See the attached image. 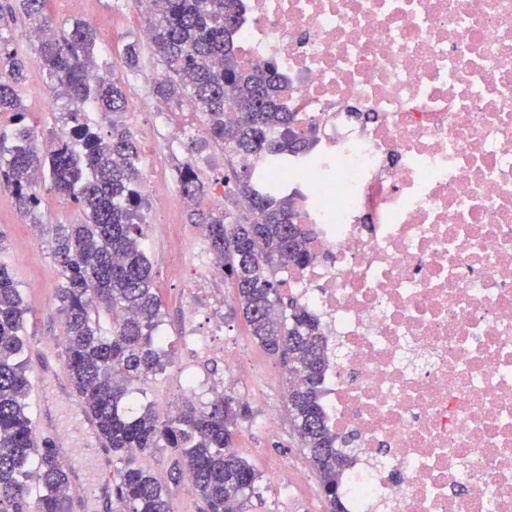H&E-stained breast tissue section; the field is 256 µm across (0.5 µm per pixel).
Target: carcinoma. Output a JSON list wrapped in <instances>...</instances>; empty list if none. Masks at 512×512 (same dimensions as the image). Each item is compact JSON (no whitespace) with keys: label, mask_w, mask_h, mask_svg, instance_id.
Masks as SVG:
<instances>
[{"label":"carcinoma","mask_w":512,"mask_h":512,"mask_svg":"<svg viewBox=\"0 0 512 512\" xmlns=\"http://www.w3.org/2000/svg\"><path fill=\"white\" fill-rule=\"evenodd\" d=\"M46 0H0V116L16 128L0 131V186L31 223H39L42 203L38 181L77 207L78 220L55 233L53 255L63 285V364L69 383L82 399L98 438L112 452L115 512H174L167 490L150 466L159 448L178 456V471L191 476L204 512H253L260 474L232 451L239 421L249 408L226 396L205 407L189 401L176 416L160 417L149 405L126 410L133 385L165 371L169 360L162 337V302L153 286L143 238L142 174L136 142L122 121L125 84L117 77L91 79L97 69V36L87 22L56 30L45 12ZM152 19V48L168 76L152 84L153 95L167 103L193 102L208 137L188 143L198 154L215 144L239 159L224 175V195L240 204L238 213L195 210L209 250L220 258L235 290L236 310L250 335L276 358L288 379V414L300 448L318 479L328 512H344L339 497L343 460L335 437L323 422L319 401L324 369L318 319L283 291L277 273L311 259L310 230L298 223L292 201L254 179L250 161L285 152H302L311 142L291 112L281 111L272 65L242 67L233 52L228 26L237 25L238 0H146ZM29 30L54 31L39 41L36 66L53 82L63 101L59 112L65 134L52 130L39 145L37 132L23 125L20 87L26 56L7 36L18 17ZM223 56V67L209 61ZM141 47L128 43L123 68L135 72ZM112 115L107 136L97 132L89 112ZM184 195L199 200L212 192L195 167L179 170ZM112 319L102 333L101 317ZM28 307L10 272L0 266V512H64L70 492L68 474L56 449L37 442L26 402L30 389L22 332ZM41 486L36 497L28 481Z\"/></svg>","instance_id":"obj_1"}]
</instances>
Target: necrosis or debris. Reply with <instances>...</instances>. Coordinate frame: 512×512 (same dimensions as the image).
Segmentation results:
<instances>
[{"instance_id": "1", "label": "necrosis or debris", "mask_w": 512, "mask_h": 512, "mask_svg": "<svg viewBox=\"0 0 512 512\" xmlns=\"http://www.w3.org/2000/svg\"><path fill=\"white\" fill-rule=\"evenodd\" d=\"M245 66L316 130L296 195L344 512H512V0H239ZM218 263L185 276L193 358L235 376Z\"/></svg>"}]
</instances>
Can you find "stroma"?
<instances>
[{
    "mask_svg": "<svg viewBox=\"0 0 512 512\" xmlns=\"http://www.w3.org/2000/svg\"><path fill=\"white\" fill-rule=\"evenodd\" d=\"M46 12L58 25L66 26L82 20L94 26L98 36L97 62L107 65L112 55L122 52L132 40H139L140 30L149 25L150 17L138 0H90L83 12L73 11L69 0H48ZM141 67L126 78L127 100L134 103L144 119L154 125L155 158L170 177H177L186 161V148H174L170 128L159 119L166 104L156 99L147 82V75L157 68L158 61L150 44L141 46ZM52 83L38 68H31L21 87L27 108L26 125L38 135H46L57 124V115L38 108L41 98L54 95ZM160 201L148 196L143 211L146 253L152 266L157 292L162 300L164 316L161 327L168 342L171 362L165 372L139 382V403H152L159 415L171 407L194 399L195 394L183 384L184 373H191L202 383L223 386L226 395L246 403L252 420L241 422L235 442L237 453L260 473L262 499L254 512H327V504L317 482L296 485L292 474L307 467L308 461L298 445L297 435L288 416H281L275 434L258 427L256 419L266 404L286 406L287 373L278 361L269 356L250 336L235 310L232 288L226 287L223 276H216L213 287L225 294V320L242 340L246 365L233 378H225L223 364L194 362L182 348L185 320L180 303L187 294V284L175 272L176 266L191 265L194 255L191 242L202 232L201 225L190 223L188 212L173 209L167 214L168 226L152 225ZM77 211L67 197L47 191L39 223H29L14 205L10 191L0 188V263L15 278L29 311L23 338L27 345L30 392L28 403L33 415L39 443H64V455L71 487L93 483L103 466L112 461L95 431L85 422L83 404L74 393L64 372L58 340L63 331L62 316L56 294L62 285V274L53 257V230L56 225L75 220ZM177 457L168 448L158 449L150 459L156 478L166 487L174 512H202L203 502L193 482L176 471Z\"/></svg>",
    "mask_w": 512,
    "mask_h": 512,
    "instance_id": "35a3bbf8",
    "label": "stroma"
}]
</instances>
